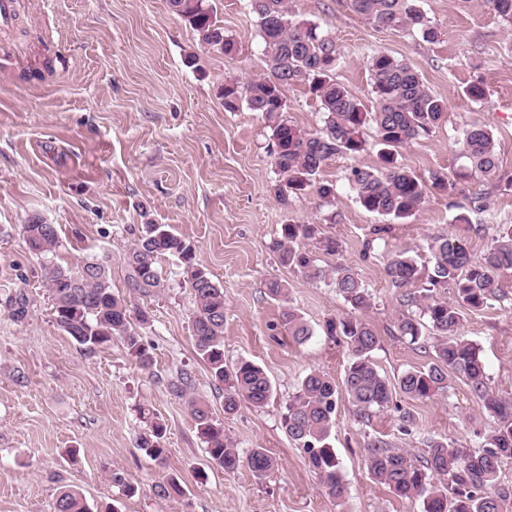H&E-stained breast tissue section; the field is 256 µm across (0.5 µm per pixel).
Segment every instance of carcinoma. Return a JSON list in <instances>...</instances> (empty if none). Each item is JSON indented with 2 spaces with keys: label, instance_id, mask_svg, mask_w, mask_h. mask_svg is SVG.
<instances>
[{
  "label": "carcinoma",
  "instance_id": "1",
  "mask_svg": "<svg viewBox=\"0 0 512 512\" xmlns=\"http://www.w3.org/2000/svg\"><path fill=\"white\" fill-rule=\"evenodd\" d=\"M486 3L512 26V0ZM167 4L196 32L202 45L228 56L236 53L234 39L225 34L208 0H167ZM249 6L259 27L269 76L243 84L226 82L222 90L224 109L235 112L244 105L268 120L273 164L280 177L275 196L283 206H288L290 196L304 192H314L323 199L331 196L334 186L317 180L321 167L336 154L356 156L365 151V129L369 126L375 130L381 163L377 167H353L348 176L362 207L406 220L420 210L428 189L448 192L452 186L448 173H432L427 185L394 163V152L432 132L448 109L447 100L426 86L410 62L382 51L370 56L371 94L375 100L370 110L333 78L339 61L333 40L318 31L317 25L294 20L288 0H249ZM349 7L378 29L415 31L430 43L438 38L420 0H349ZM290 85L304 86L320 106L324 117L320 131L308 133L288 123L284 91ZM461 153L472 172L492 174L496 154L491 128L479 119L468 123L463 130ZM317 232L314 224L281 225V236L272 246L280 265L310 280L322 278L324 270L300 246L302 240ZM23 238L29 253L41 260L43 282L51 293L58 327L88 352L118 339L141 367H149L152 356L133 327V320L143 322L146 316L113 292L108 257H89L73 267L57 263V229L38 216L23 225ZM429 249L434 264L428 287L417 295L402 296L404 311L398 314L394 328L412 344L427 343L425 329L436 336L432 361L425 367L406 370L392 381L373 361V352L380 345L377 331L354 316L330 319L324 325L326 335L342 337L349 353L342 383L336 384L317 370L307 373L288 399L282 426L302 449L328 495L340 501L346 496L347 486L329 442L337 401L347 400L356 416L363 419L387 407L397 391L413 400L432 399L443 393L451 380L459 379L482 400L493 418L481 449L470 452L454 441H432L427 455L419 460L405 448H391L384 441L374 440L367 448L369 472L394 495L421 500L423 512H512V494L497 487L501 467L512 463V399L490 389L480 345L460 333L463 311L480 310L501 297L499 277L512 271V224L496 225L493 243L478 263L471 261L467 241L451 234L434 239ZM165 255L177 257L187 277L195 304L192 339L212 380L224 388V413L232 414L244 403L264 407L273 396V386L262 367L249 359L231 366L224 362V287L197 262L191 242L165 224L141 225L124 256L129 290L143 296L163 290L157 261ZM387 274L394 287L404 288L419 278L420 268L414 257L402 252L388 261ZM332 284L352 310L370 306L371 295L349 268L336 267ZM449 289L456 297L453 303L448 302ZM409 307L417 308L418 313L407 311ZM282 321L298 344L313 336L312 329L290 307L284 309ZM188 385L189 377L185 375L170 383V389L185 399L210 462L227 472L245 466L256 479H266L275 468L268 451L253 448L241 456L224 435V427L210 404L189 394ZM165 432L162 420L149 418L147 428L137 437L138 448L155 461L163 459ZM181 493L180 482L174 476L154 487V495L161 500ZM53 512L91 509L80 491L63 487L55 498Z\"/></svg>",
  "mask_w": 512,
  "mask_h": 512
}]
</instances>
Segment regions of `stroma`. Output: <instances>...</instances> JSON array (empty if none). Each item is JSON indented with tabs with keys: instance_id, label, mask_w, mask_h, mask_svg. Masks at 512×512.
Instances as JSON below:
<instances>
[{
	"instance_id": "obj_1",
	"label": "stroma",
	"mask_w": 512,
	"mask_h": 512,
	"mask_svg": "<svg viewBox=\"0 0 512 512\" xmlns=\"http://www.w3.org/2000/svg\"><path fill=\"white\" fill-rule=\"evenodd\" d=\"M212 4L238 46L235 55L201 47L166 0H18L7 54L0 56V512H51L64 486L79 488L93 512H422L420 501L398 498L372 478L370 441L416 456L434 439L473 451L492 424L482 401L459 380L431 401L394 394L366 421L339 401L333 446L348 495L332 499L282 417L310 370L343 378L347 350L323 325L350 309L329 280L281 267L272 243L282 225H317L318 236L304 242L317 265L348 266L372 295L358 316L379 334L373 353L379 371L394 379L430 363V350L394 332L401 291L385 266L406 251L431 267L429 244L448 234L467 240L472 260L480 261L495 224L512 222V27L484 0H421L439 32L428 43L374 28L348 0H289L294 19L329 33L341 55L334 77L362 102L371 99L374 51L407 59L447 98L442 123L399 148L397 165L424 180L437 170H465L466 125L478 116L493 129L498 166L492 175L474 174L448 193H429L414 217L400 221L366 211L348 183L351 167L378 165L373 146L325 162L319 178L333 184L331 197L306 194L279 203L263 115L225 111L219 95L226 81L267 73L256 20L249 0ZM479 80L488 88L486 100H461L460 91ZM284 94L290 124L307 132L322 128L323 115L304 87L288 86ZM477 196L488 211L470 208ZM463 206L469 221L460 224L455 217ZM34 215L55 225L63 261L109 256L113 291L147 313L137 330L152 353L150 369L136 364L120 341L88 353L56 325L40 262L22 239L21 226ZM141 224L168 225L193 242L198 262L223 285L224 360L247 358L264 369L274 389L264 408L244 405L225 414L224 395L195 351L194 301L177 258L158 261L166 285L160 294H130L123 254ZM377 227L385 230L379 239ZM324 237L336 239V254L323 251ZM273 278L287 281V301L267 296ZM19 290L28 313L17 321L9 299ZM287 306L314 331L305 344H295L282 324ZM461 331L481 346L490 387L512 398V309L495 302L465 311ZM185 372L191 392L219 413L241 453L261 447L276 459L267 479L209 463L183 401L169 389ZM141 406L168 425L163 461L136 446L145 428ZM70 448L78 449L77 459L67 456ZM115 470L139 485L136 496L113 486ZM172 476L183 496L158 499L154 486Z\"/></svg>"
}]
</instances>
